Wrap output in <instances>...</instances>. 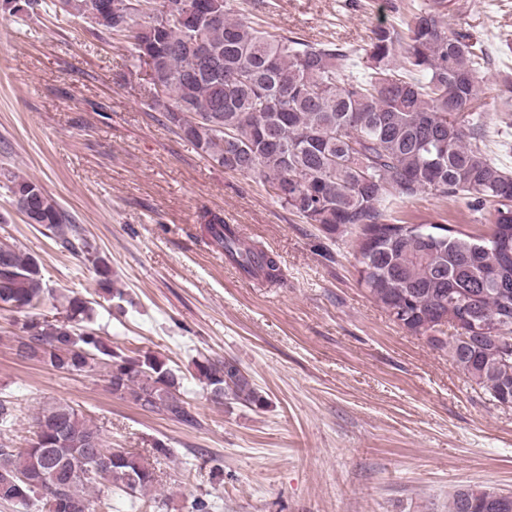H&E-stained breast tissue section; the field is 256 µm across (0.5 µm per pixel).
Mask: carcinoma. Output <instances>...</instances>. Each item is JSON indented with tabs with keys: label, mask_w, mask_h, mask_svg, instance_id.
Instances as JSON below:
<instances>
[{
	"label": "carcinoma",
	"mask_w": 512,
	"mask_h": 512,
	"mask_svg": "<svg viewBox=\"0 0 512 512\" xmlns=\"http://www.w3.org/2000/svg\"><path fill=\"white\" fill-rule=\"evenodd\" d=\"M91 2L25 0L31 10L49 6L87 19L93 34L130 45L141 60L152 58L163 89L152 92L148 108L212 163L255 176L282 206L331 239L356 232L368 294L385 310L397 299L408 301L402 327L427 333L433 311L456 299L464 338L428 340L448 348L456 368L492 401L512 407V353L503 356L504 345L477 331L496 324L512 340V261L494 263L497 253L512 250V171L473 143L482 129L478 109L490 56L484 41L448 24L455 0H412L407 13L375 26L352 50L268 31L237 14L230 0H208L218 8L212 20H180L162 0H103L93 17ZM0 186L27 223L45 225L63 247L81 250L109 275L41 184L1 168ZM423 195L463 200L491 224L490 232L450 228L428 248L416 224L388 213L391 201ZM203 228L245 272L280 277L277 261L263 250L255 261L221 217ZM47 294L36 256L1 245L0 303L28 314ZM90 320L91 307L78 297L54 321L28 316L11 337L16 356L67 373L90 372L87 360H102L114 371L113 395L194 422L177 375L161 357L117 351L86 326ZM195 368L214 403L266 404L243 370L208 358ZM16 419L10 402L0 401V435ZM33 428L25 448L0 441V485L9 486L0 500L27 512L50 491L88 504L99 485L125 490L130 470L139 477L130 497L151 491L154 467L135 453L113 449L112 478L88 475V443L108 446L98 426L70 403L39 409ZM448 512H512V498L460 489Z\"/></svg>",
	"instance_id": "carcinoma-1"
}]
</instances>
